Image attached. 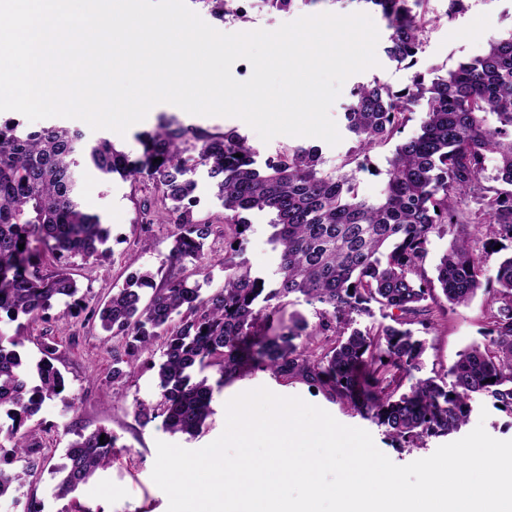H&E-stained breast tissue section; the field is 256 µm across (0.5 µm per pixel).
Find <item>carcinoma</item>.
Instances as JSON below:
<instances>
[{
    "instance_id": "1",
    "label": "carcinoma",
    "mask_w": 512,
    "mask_h": 512,
    "mask_svg": "<svg viewBox=\"0 0 512 512\" xmlns=\"http://www.w3.org/2000/svg\"><path fill=\"white\" fill-rule=\"evenodd\" d=\"M364 2L387 22L389 57L414 59L428 24L417 10L422 0ZM421 99L427 105L421 134L396 145L376 200L359 197L347 172L321 175L316 146L291 147L260 171L253 167L255 150L236 132L213 133L174 118L144 135L136 158L105 137L83 144L80 133L63 127L30 131L17 118L0 121V314L30 322L62 301L72 315L84 298L67 268L43 273L46 255L111 259V228L79 202L81 164L133 183L156 182L163 221L174 225L172 265L202 258L214 234V225L194 214L195 175L205 167L224 202V223L234 226L225 240L229 249L242 245L246 214L273 215L279 279L267 288L226 260L224 287L203 296L185 278L172 276L155 288L151 272H138L93 311L105 332L126 339V351L112 350V380L159 348V360L151 363L159 397L138 404L142 424L160 418L172 433L197 435L213 413L214 389L246 368L318 385L329 400L375 419L409 448L457 430L473 393L512 413V256L497 267L488 342L461 354L447 373L401 391L426 349L409 326L433 324L440 298L463 304L483 288L486 270L474 247L480 237L512 241V32L428 84L417 74L403 91L357 86L345 112L347 129L367 150L401 133ZM490 155L497 159L498 187L485 177ZM470 198L479 208L467 213ZM449 224L456 231L433 282L425 274L427 246ZM146 288L152 289L147 299ZM293 298L315 307L314 324L273 319ZM373 305L399 311L394 324L349 329L351 315ZM23 344L24 337L0 332V414L11 421L0 425V435L12 442L0 457V498L37 466L31 456L39 442L22 427L65 389L51 362L55 348L44 345V357L28 365L18 351ZM206 368L218 374L213 385L195 379ZM115 452L116 437L105 428L77 434L54 469L61 475L56 496L74 493L106 469Z\"/></svg>"
}]
</instances>
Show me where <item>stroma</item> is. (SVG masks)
<instances>
[{
	"mask_svg": "<svg viewBox=\"0 0 512 512\" xmlns=\"http://www.w3.org/2000/svg\"><path fill=\"white\" fill-rule=\"evenodd\" d=\"M207 24L223 33L245 30H276L280 25L305 15L323 12L350 14L371 13L364 0H294L290 9L276 10L268 5L244 14L227 13L219 18L212 15L200 0L191 5ZM423 10L431 23L421 38V45L413 66L392 60L385 52L390 31L380 14L371 13L379 32L376 52L378 66L350 76L342 86L341 94L333 104L330 114L342 140L331 146L319 142V169L327 176L337 175L345 159L356 153L357 140L346 132L344 113L351 101V92L361 84L379 82L395 90L411 85L414 75L433 80L457 66L459 62L481 56L490 40L512 31V0H463L458 10H450L449 0H423ZM489 23L487 37L465 39L462 31L469 29L476 19ZM177 117L184 125L203 127L212 131H236L245 137L256 150L254 166L264 169L267 160L277 157L288 148L310 145V138L279 135L262 141L244 121L223 116L192 115L169 104L155 105L148 116L132 125L125 134H112L117 148L137 155L142 151L141 133L152 130L160 115ZM395 149L394 143L373 146L366 153L363 170L356 172V191L364 198H376L385 181L388 160ZM197 219L214 224L217 232L204 248L198 261H185L172 267L167 262L172 225L162 222L145 224L142 203L156 201L157 191L151 183L131 184L119 176L105 177L93 167H82L77 173L80 201L83 209L98 215L102 223L112 228L110 245L113 256L109 262L72 258L66 261L47 257L46 272L69 267L84 297L85 310L77 316H64V304L58 303L49 310L45 319L32 323L22 352L31 361L41 357L42 343L55 344L57 351L53 363L62 373L66 389L57 398L45 401L28 426L41 439V466L26 478L23 486L11 496L0 498V512H26L29 502L41 503L43 512H71L78 503L90 512H167L168 497L154 483L152 471L157 457V442L164 441L189 450H197L215 441L225 428V404L241 392L261 386L282 396H298L306 402L328 411L338 422L368 431L383 454L393 463L406 465L429 457L444 445L446 440H459L477 425H484L489 435L500 440H512V413L493 408L489 398L474 395L469 402L466 423L452 433L450 438H433L420 448L400 447L388 436L385 427L353 414L346 405L329 402L322 393L300 381L275 378L268 371H249L225 383L214 395L212 416L208 428L197 438L174 434L155 421L141 425L137 419V405L153 402L158 398L156 375L150 367L149 355H142L136 371L120 381H112V351L124 348L122 339L107 336L93 310L108 300L113 289L121 287L135 272L150 270L156 284H164L168 273L187 277L199 285L202 294H210L224 286V263L232 261L247 266L252 275L262 278L266 287H274L278 279V253L271 242L274 232L271 215L266 211L248 214L250 229L239 252L224 250V206L217 196V189L205 169H198ZM491 289H479L466 304L447 306L439 322L430 329L412 325L414 336L423 340L426 350L422 356L419 377L431 376L434 371L450 369L461 353L484 343L488 329ZM104 427L112 432L119 448L112 464L99 471L81 485L73 498L59 499L55 486L59 481L53 469L63 461L69 443L77 433H88Z\"/></svg>",
	"mask_w": 512,
	"mask_h": 512,
	"instance_id": "35a3bbf8",
	"label": "stroma"
}]
</instances>
